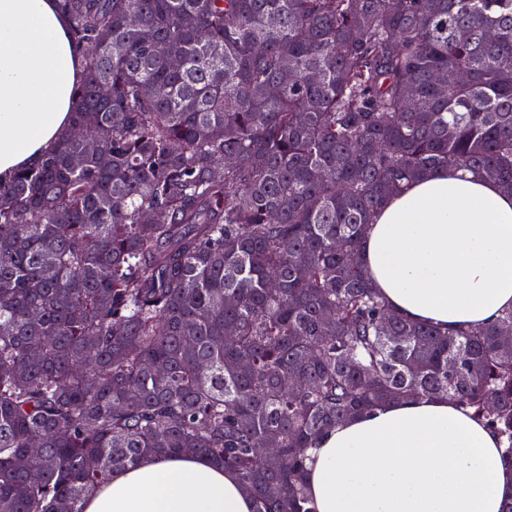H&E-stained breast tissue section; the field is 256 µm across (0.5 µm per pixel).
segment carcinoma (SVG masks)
<instances>
[{
	"mask_svg": "<svg viewBox=\"0 0 512 512\" xmlns=\"http://www.w3.org/2000/svg\"><path fill=\"white\" fill-rule=\"evenodd\" d=\"M57 2L86 71L73 129L0 184V512H84L147 454L316 512L307 451L400 396L512 450V313L410 322L360 259L406 182L512 193V0Z\"/></svg>",
	"mask_w": 512,
	"mask_h": 512,
	"instance_id": "carcinoma-1",
	"label": "carcinoma"
}]
</instances>
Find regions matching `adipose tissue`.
<instances>
[{
  "instance_id": "1",
  "label": "adipose tissue",
  "mask_w": 512,
  "mask_h": 512,
  "mask_svg": "<svg viewBox=\"0 0 512 512\" xmlns=\"http://www.w3.org/2000/svg\"><path fill=\"white\" fill-rule=\"evenodd\" d=\"M85 56L55 0H0V177L72 125ZM369 282L412 322L453 332L512 311V194L440 169L392 195L362 241ZM317 512H504L512 458L445 396L402 398L341 422L312 452ZM234 471L205 456H144L84 512H252Z\"/></svg>"
}]
</instances>
